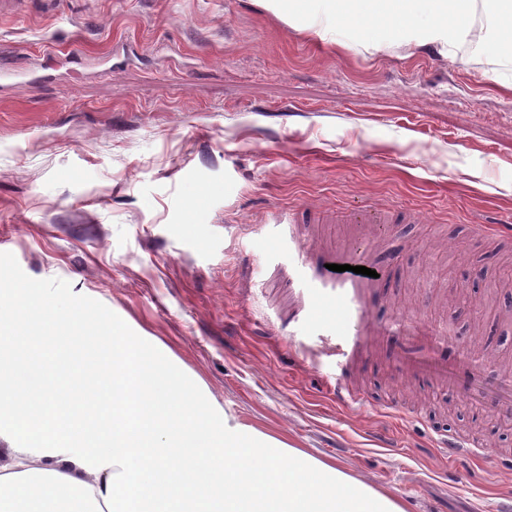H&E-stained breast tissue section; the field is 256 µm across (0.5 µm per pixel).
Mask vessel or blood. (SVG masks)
<instances>
[{
    "mask_svg": "<svg viewBox=\"0 0 512 512\" xmlns=\"http://www.w3.org/2000/svg\"><path fill=\"white\" fill-rule=\"evenodd\" d=\"M310 222L316 224H358L368 222L388 224L394 217L388 212H376L365 216L343 211H313ZM296 268L312 283L311 288L301 294L289 295L288 308L303 314V323L308 332L321 333L322 322H329L331 332H341L345 341L326 344V354L338 357L342 365H350L364 346L367 337L385 335L382 327L371 326L366 317L367 304L362 296L365 288L376 285V278L341 272L344 264L359 265L360 260L353 251L336 249L314 250L305 239L294 238ZM399 331L403 338L401 354L408 366L415 371L429 369V352L437 343L435 330L416 316L401 317ZM449 384L461 388L466 396L480 404L500 412L512 411V377L502 378L497 383L486 384L480 373L462 363L447 373ZM435 445L454 459L468 457L473 440L456 433L439 435Z\"/></svg>",
    "mask_w": 512,
    "mask_h": 512,
    "instance_id": "obj_1",
    "label": "vessel or blood"
}]
</instances>
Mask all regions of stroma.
<instances>
[{
  "label": "stroma",
  "mask_w": 512,
  "mask_h": 512,
  "mask_svg": "<svg viewBox=\"0 0 512 512\" xmlns=\"http://www.w3.org/2000/svg\"><path fill=\"white\" fill-rule=\"evenodd\" d=\"M464 61L361 54L306 39L256 0H20L0 14V292L147 336L227 417L369 480L407 512H502L512 415L399 379V339L342 368L289 322L278 224L313 244L361 241L388 266L371 319L420 314L512 376V247L469 226L512 225V59L488 26ZM498 79H484L486 69ZM394 211L375 224H306L308 210ZM483 275L459 293L449 270ZM482 456L440 458L438 431Z\"/></svg>",
  "instance_id": "35a3bbf8"
}]
</instances>
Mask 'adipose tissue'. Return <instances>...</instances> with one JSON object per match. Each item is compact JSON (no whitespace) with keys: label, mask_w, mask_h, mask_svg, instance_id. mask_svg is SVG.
Segmentation results:
<instances>
[{"label":"adipose tissue","mask_w":512,"mask_h":512,"mask_svg":"<svg viewBox=\"0 0 512 512\" xmlns=\"http://www.w3.org/2000/svg\"><path fill=\"white\" fill-rule=\"evenodd\" d=\"M315 42L345 24L365 53L448 52L480 40L478 0H259ZM62 351L97 367L98 402L78 428L42 433L55 407L39 395L41 358L0 338V387L37 397L32 436L0 466V512H406L402 502L335 465L220 415L203 385L139 336H91L77 314Z\"/></svg>","instance_id":"1"}]
</instances>
